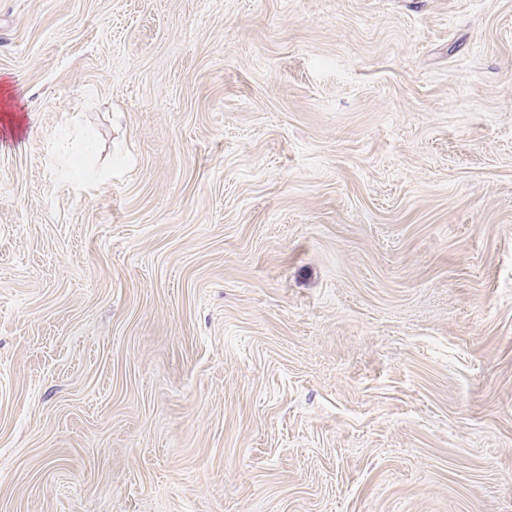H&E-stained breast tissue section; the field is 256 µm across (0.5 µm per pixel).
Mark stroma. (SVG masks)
<instances>
[{"label": "stroma", "instance_id": "1", "mask_svg": "<svg viewBox=\"0 0 512 512\" xmlns=\"http://www.w3.org/2000/svg\"><path fill=\"white\" fill-rule=\"evenodd\" d=\"M0 512H512V0H0Z\"/></svg>", "mask_w": 512, "mask_h": 512}]
</instances>
